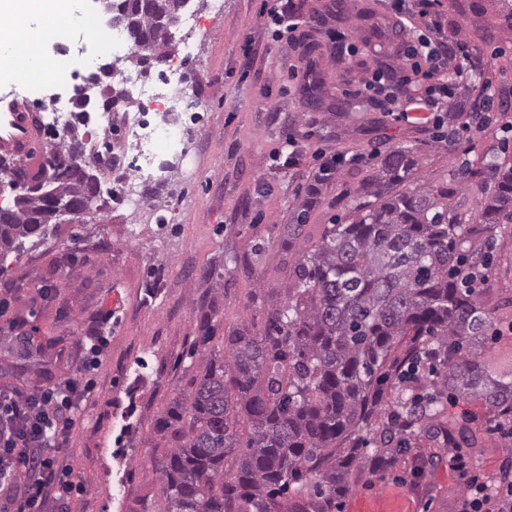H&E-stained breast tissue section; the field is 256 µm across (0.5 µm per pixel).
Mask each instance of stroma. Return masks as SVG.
<instances>
[{
	"label": "stroma",
	"instance_id": "stroma-1",
	"mask_svg": "<svg viewBox=\"0 0 512 512\" xmlns=\"http://www.w3.org/2000/svg\"><path fill=\"white\" fill-rule=\"evenodd\" d=\"M213 15L200 0L188 12L199 26L192 41L195 53H174L153 66L150 78L184 69L197 77L198 109L179 119L195 130L196 143L188 167L165 165L143 186L146 205L140 210L103 209L99 220L63 222L43 243H26L20 255L7 259L8 277L0 279V327L18 307L28 309L21 333L33 356L27 367L0 349V386L27 391L41 388L36 371L49 366L53 380L86 365L94 390L83 419L71 439L64 463L83 491L74 495L68 512H142L143 501L163 505L154 461L162 454L152 440L157 416L185 388L184 369L205 357L193 348L198 309L218 301L219 328L245 324L262 329L264 309L255 291L279 295L300 244L285 248L287 224L307 185L330 156L339 161L330 172L325 201L311 211L304 238L316 241L321 225L348 214L358 202L363 180L371 174L372 148L417 144L421 183L447 184L465 213L478 209L479 196L453 180L463 149L480 156L487 151L512 154V69L495 74L493 122L459 142L448 139L452 113L469 111L475 98L465 79H458L452 98L439 100L434 111L413 112L412 99L424 86L409 80L392 110H375L365 85L375 71L403 69L397 52L426 28L391 24L384 43L368 40L358 9L389 20L388 0H343L349 20L339 24L350 50L333 53L327 27H314L313 17L327 0H294L302 26L295 38L277 37L263 14L276 0H223ZM86 26H69L58 40L44 42L48 60L69 59L75 66L60 81L28 85L0 77V100H17L37 108L52 99L72 107L77 88L87 77L116 61V53L99 54L94 28L101 19L94 0H77ZM432 19L440 36L458 34L485 67L495 52L512 57V12L499 0H436ZM320 72L328 92L324 107L302 101L307 69ZM351 100L353 112L330 109L336 99ZM302 147L291 155L289 140ZM74 249L75 272L60 267L65 249ZM251 255L248 264L239 259ZM491 284L498 296H512V224L496 237L490 250ZM56 287L44 298L45 282ZM111 314L112 332L100 355L89 356L81 337L89 323ZM447 418L471 417L480 423L485 448L469 457L481 476L498 477L512 460L505 447L510 424L489 419L483 406L448 400ZM462 488L448 470V448L428 440L412 441L382 469L365 468L341 512H454Z\"/></svg>",
	"mask_w": 512,
	"mask_h": 512
}]
</instances>
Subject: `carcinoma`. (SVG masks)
I'll return each mask as SVG.
<instances>
[{"mask_svg":"<svg viewBox=\"0 0 512 512\" xmlns=\"http://www.w3.org/2000/svg\"><path fill=\"white\" fill-rule=\"evenodd\" d=\"M179 0H125L113 26L129 34L127 60L141 70L175 52ZM310 104L326 94L311 72ZM43 159L14 174L23 185L13 206L0 208V276L11 253L27 239L42 243L60 221L49 200L82 205L95 218L103 158L86 153L78 128L63 137L48 132ZM372 174L344 220L322 226L318 240L288 270L284 296L265 308L263 329L234 325L215 336L218 307L203 304L197 340L209 356L192 372L156 421L155 460L163 512H334L351 490L353 469L373 456L406 448L418 434L484 447L473 419H439L449 393L477 401L493 419L512 420V372L485 357L492 320L512 326V300L491 294L483 245L512 223V154L467 162L461 181L482 189L468 220L447 187L417 185L414 146L373 149ZM309 191L296 223L301 238L306 212L321 202L324 178ZM469 243L468 254L460 242ZM13 358H31L25 336H6ZM440 366L432 394L405 396L403 384L422 388L419 365ZM393 401L383 404L387 388ZM387 423L380 424L382 415Z\"/></svg>","mask_w":512,"mask_h":512,"instance_id":"1","label":"carcinoma"}]
</instances>
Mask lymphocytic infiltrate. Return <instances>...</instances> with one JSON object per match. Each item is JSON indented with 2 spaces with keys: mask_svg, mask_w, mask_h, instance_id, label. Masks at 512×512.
<instances>
[{
  "mask_svg": "<svg viewBox=\"0 0 512 512\" xmlns=\"http://www.w3.org/2000/svg\"><path fill=\"white\" fill-rule=\"evenodd\" d=\"M401 54L407 61L420 57L428 62L441 91L448 87L449 58L468 57L464 42L440 37L419 38ZM91 392L90 381L78 373L33 392L0 388V512H41L50 498L64 507L80 492L63 459L79 406ZM448 469L463 486L456 512H512V482L473 475L454 448L448 451Z\"/></svg>",
  "mask_w": 512,
  "mask_h": 512,
  "instance_id": "lymphocytic-infiltrate-1",
  "label": "lymphocytic infiltrate"
}]
</instances>
